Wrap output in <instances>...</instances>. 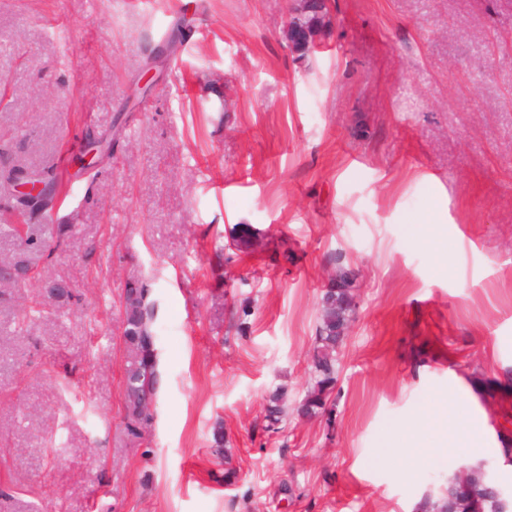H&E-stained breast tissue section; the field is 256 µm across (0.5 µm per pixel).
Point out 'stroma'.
Segmentation results:
<instances>
[{
  "label": "stroma",
  "instance_id": "1",
  "mask_svg": "<svg viewBox=\"0 0 512 512\" xmlns=\"http://www.w3.org/2000/svg\"><path fill=\"white\" fill-rule=\"evenodd\" d=\"M288 8L0 0V265L27 267L0 286V512H421L462 466L417 421L456 387L512 499V391L480 389L512 388V0H331L305 59ZM343 269L357 314L308 419ZM131 287L161 374L135 433ZM353 279L351 272L344 271L331 279L321 294L311 365L313 383L299 408L309 418L326 414L336 387L337 355L345 338L340 330L348 329L356 315ZM288 415V409L282 404V396L274 391L269 398V406L267 408L266 420L268 421L267 429L272 432H279L285 417Z\"/></svg>",
  "mask_w": 512,
  "mask_h": 512
}]
</instances>
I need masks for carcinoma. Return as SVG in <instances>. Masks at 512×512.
Here are the masks:
<instances>
[{"mask_svg": "<svg viewBox=\"0 0 512 512\" xmlns=\"http://www.w3.org/2000/svg\"><path fill=\"white\" fill-rule=\"evenodd\" d=\"M330 24V12L313 11L293 22L289 40L299 52L303 51L307 34H320ZM354 276L349 271L329 281L322 291L320 312L316 326L312 356L313 383L299 408L302 415L312 418L326 414L328 400L336 387V361L344 337L341 329L348 328L356 315V296L352 288ZM147 290L130 288L125 300V338L132 351L125 379V418L128 430L135 434L139 427L154 418V401L159 387V373L154 356L152 310L145 303ZM288 409L282 404V396L275 391L270 395L267 408V429H280ZM453 500L457 512H472L479 505L480 512H512L505 509L503 495L489 492L487 472L484 468L471 469L466 475L442 490L432 499L425 500L422 512H442L448 500Z\"/></svg>", "mask_w": 512, "mask_h": 512, "instance_id": "carcinoma-1", "label": "carcinoma"}]
</instances>
